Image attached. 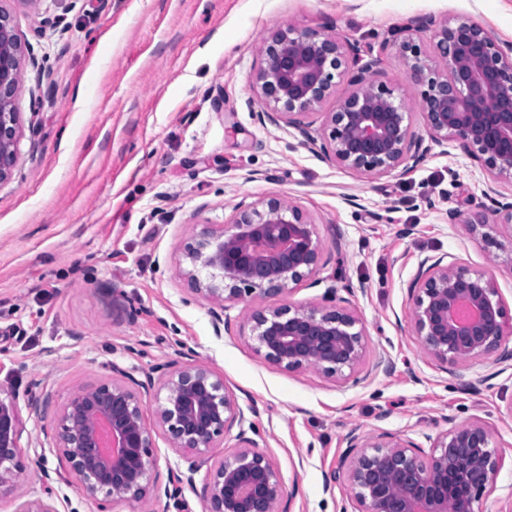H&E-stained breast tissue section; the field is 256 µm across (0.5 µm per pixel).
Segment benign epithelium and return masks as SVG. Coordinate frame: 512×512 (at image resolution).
Returning <instances> with one entry per match:
<instances>
[{
  "label": "benign epithelium",
  "mask_w": 512,
  "mask_h": 512,
  "mask_svg": "<svg viewBox=\"0 0 512 512\" xmlns=\"http://www.w3.org/2000/svg\"><path fill=\"white\" fill-rule=\"evenodd\" d=\"M435 50L446 73L431 70L413 44H399L409 86L427 85L423 94L427 136L416 134L393 91L373 80L380 64L364 58L356 43L342 44L317 30H280L263 41L262 65L255 76L266 111L262 123L295 128L315 141L309 111L322 103L336 79L353 87L321 133L326 160L363 174L402 176L423 163L435 146L452 139L497 179L512 182V48L504 50L477 25H439ZM24 47L13 17L0 6V184L18 162L19 113ZM481 219L511 230L512 201L486 195ZM324 244L305 213L283 198L240 205L225 224H207L185 253L191 290L214 304L215 332L228 325L224 303L257 293L277 296L314 278L322 267ZM205 276H200V272ZM413 333L424 352L451 367L479 359L512 358V314L494 280L485 272L426 257L410 288ZM250 336L264 358L286 370L314 369L327 377L354 372L366 348V328L350 299L331 290L328 304L281 305L247 318ZM163 374L137 381L117 365L112 380L68 394L53 426L52 442L66 459L77 489L89 500L144 506L175 498L179 485L207 466L203 512H289L280 472L259 444L236 435L237 449L220 460L212 450L242 423L243 412L224 379L205 365L160 366ZM156 390L155 421L143 398ZM161 431L188 461L189 476L169 471L168 482L152 477L153 435ZM24 422L14 398L0 395V492L18 491L23 468ZM330 481L350 491L343 512H490L486 493L501 463L487 426L479 421L454 425L425 450L391 433L363 436L353 429ZM17 512H57L53 488L24 500Z\"/></svg>",
  "instance_id": "1"
}]
</instances>
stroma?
I'll use <instances>...</instances> for the list:
<instances>
[{
    "label": "stroma",
    "mask_w": 512,
    "mask_h": 512,
    "mask_svg": "<svg viewBox=\"0 0 512 512\" xmlns=\"http://www.w3.org/2000/svg\"><path fill=\"white\" fill-rule=\"evenodd\" d=\"M32 49L18 98L23 136L0 185V390L21 409V489H54L57 512H136L90 500L51 443L65 396L111 380H144L172 360L221 375L242 428L276 464L292 512H341L327 479L351 430L425 444L481 420L502 461L488 504L512 503V364L444 368L412 331L408 288L418 263L444 258L492 276L512 313V238L479 223L485 194L512 195L458 145L434 147L403 176L359 175L326 161L290 127L261 124L252 77L273 32L313 29L382 59L373 79L424 134V86L412 87L390 42L398 26L443 69L434 33L410 21L466 20L512 44V0H9ZM40 98L32 107L31 95ZM281 197L324 244L317 282L210 305L184 277L185 246L236 205ZM458 210L449 220V210ZM355 290L367 346L355 380L283 369L243 328L257 310L320 305Z\"/></svg>",
    "instance_id": "35a3bbf8"
}]
</instances>
